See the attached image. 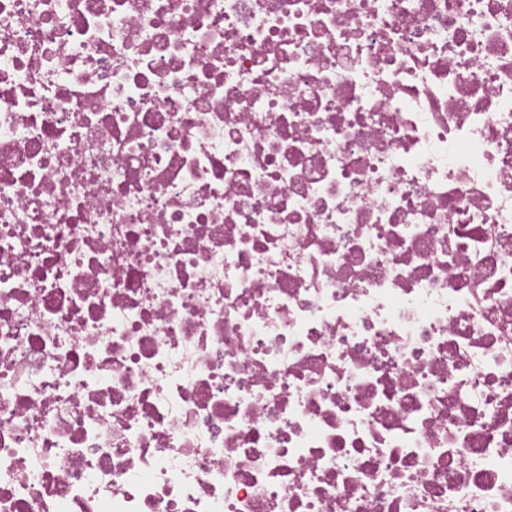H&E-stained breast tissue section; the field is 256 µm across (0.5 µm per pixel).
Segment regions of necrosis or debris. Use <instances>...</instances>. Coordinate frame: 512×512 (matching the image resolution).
<instances>
[{"label": "necrosis or debris", "instance_id": "obj_1", "mask_svg": "<svg viewBox=\"0 0 512 512\" xmlns=\"http://www.w3.org/2000/svg\"><path fill=\"white\" fill-rule=\"evenodd\" d=\"M0 512H512V0H0Z\"/></svg>", "mask_w": 512, "mask_h": 512}]
</instances>
